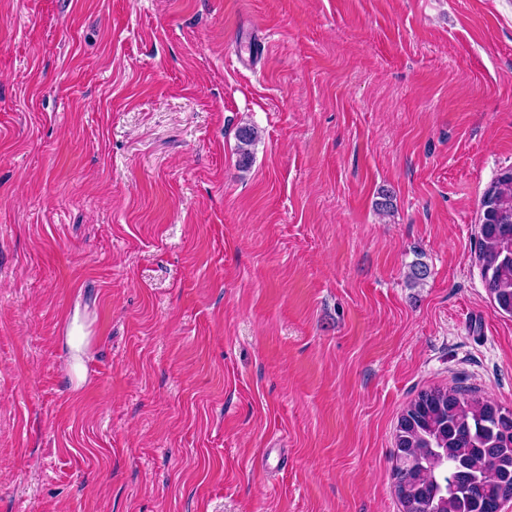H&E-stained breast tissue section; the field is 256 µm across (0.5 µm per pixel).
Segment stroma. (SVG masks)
I'll list each match as a JSON object with an SVG mask.
<instances>
[{
	"mask_svg": "<svg viewBox=\"0 0 512 512\" xmlns=\"http://www.w3.org/2000/svg\"><path fill=\"white\" fill-rule=\"evenodd\" d=\"M510 167L512 0H0V512H400L419 391L512 409ZM258 133L255 128L249 124L241 125L237 131L239 163L246 168L251 163L252 147L255 145ZM476 254L491 299L512 316V168L496 178L480 201ZM64 344L70 351L72 360L68 373L71 372L77 387L85 378L84 356L87 345V336L83 332L78 313H76L72 328L65 337Z\"/></svg>",
	"mask_w": 512,
	"mask_h": 512,
	"instance_id": "stroma-1",
	"label": "stroma"
}]
</instances>
